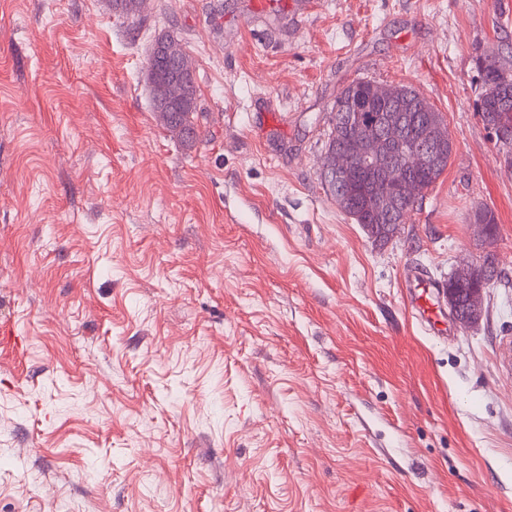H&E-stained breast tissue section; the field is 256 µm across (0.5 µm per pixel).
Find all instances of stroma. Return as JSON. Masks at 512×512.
<instances>
[{"label":"stroma","mask_w":512,"mask_h":512,"mask_svg":"<svg viewBox=\"0 0 512 512\" xmlns=\"http://www.w3.org/2000/svg\"><path fill=\"white\" fill-rule=\"evenodd\" d=\"M306 2L0 0V512H512V287L444 335L402 291L489 253L512 280L477 112L512 0ZM168 29L190 149L146 81ZM357 79L413 86L453 142L385 245L321 177ZM157 37L163 39L165 54L169 61L172 63V65L176 66L179 69V78H181L189 86V88H191L192 96H195L197 98L195 69L193 67L189 54L187 53L183 46L182 40L178 35V32L173 29L166 30L158 34ZM157 37H155V39Z\"/></svg>","instance_id":"stroma-1"}]
</instances>
